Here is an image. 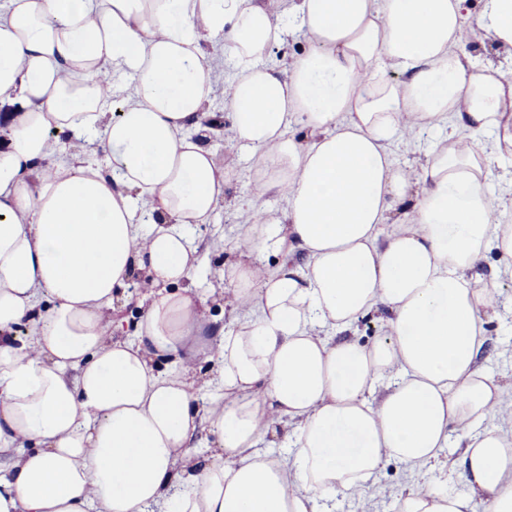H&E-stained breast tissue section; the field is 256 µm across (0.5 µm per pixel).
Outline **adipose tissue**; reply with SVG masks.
Here are the masks:
<instances>
[{"instance_id":"adipose-tissue-1","label":"adipose tissue","mask_w":512,"mask_h":512,"mask_svg":"<svg viewBox=\"0 0 512 512\" xmlns=\"http://www.w3.org/2000/svg\"><path fill=\"white\" fill-rule=\"evenodd\" d=\"M290 32L305 48L282 73L265 58ZM485 39L512 50V0H0V512H333L387 459L437 462L456 425L468 494L418 488L400 512H512V430L489 426L501 390L477 368L496 288L476 270L512 262L485 186L490 150L512 147V78L462 52ZM208 43L235 70L230 139L255 158L248 246L224 271L237 327L217 336L187 232L232 177L194 138ZM114 74L130 85L101 92ZM443 127L420 173L394 166L402 131ZM53 129L102 163L55 160ZM138 268L137 338L111 339ZM373 312L383 336L346 340ZM210 350L223 392L202 412L190 371ZM203 421L219 452L200 469Z\"/></svg>"}]
</instances>
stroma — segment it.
Masks as SVG:
<instances>
[{"label": "stroma", "instance_id": "stroma-1", "mask_svg": "<svg viewBox=\"0 0 512 512\" xmlns=\"http://www.w3.org/2000/svg\"><path fill=\"white\" fill-rule=\"evenodd\" d=\"M206 61L214 75L206 112L223 127L228 124L230 113L224 90L234 71L222 54L207 52ZM222 127L218 130L207 127L202 143L212 151L220 165L232 167L234 177L208 223L192 227L199 247V263L192 273V291L202 305L206 321L229 332L234 329L235 320L224 303L222 273L226 266L237 261L236 241L244 225L252 221L248 205L252 199L253 161L249 153L225 140ZM437 139V133L430 131L404 135L391 147L395 165L405 170H419ZM481 274L485 280L493 282L497 290V308L495 314L484 319L487 342L478 366L480 372L503 391V403L493 423L508 428L512 426V268L501 264L497 255L491 253L483 263ZM146 306L143 289L138 281H131L113 311L117 324L113 338H134L136 323ZM462 453L459 436L454 433L450 435L447 447L440 452V465L433 469L411 471L398 461H385L368 482L363 498L370 501L372 512H399L401 495L419 486L436 485L450 494H466L468 487L461 472Z\"/></svg>", "mask_w": 512, "mask_h": 512}]
</instances>
